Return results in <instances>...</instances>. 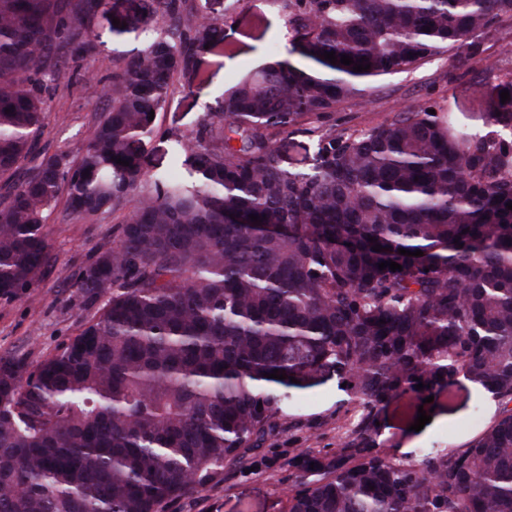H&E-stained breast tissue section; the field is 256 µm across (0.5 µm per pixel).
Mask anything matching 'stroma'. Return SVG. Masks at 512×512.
<instances>
[{"label": "stroma", "instance_id": "obj_1", "mask_svg": "<svg viewBox=\"0 0 512 512\" xmlns=\"http://www.w3.org/2000/svg\"><path fill=\"white\" fill-rule=\"evenodd\" d=\"M200 14L225 25L226 50L203 52L205 84L176 92L157 115L158 135L146 146L149 170L167 167L175 148L172 133L191 135L204 112L216 107L233 83L265 66L271 54L287 57L290 48L281 0H197ZM96 50L79 62L80 76L68 89L48 99L41 144L48 152L76 153L95 115L101 114L116 57L143 46L142 38L112 33V17L93 24ZM481 54L469 70L456 69L448 55L432 58L406 73L369 82L361 96L336 112V127L367 130L393 113L425 102L450 113L457 131L484 133L489 94L499 75L512 71V26L481 36ZM122 214L73 218L58 204L45 232L51 256L49 271L19 298L0 300V356L24 358L34 365L58 353L99 307L71 286L83 267L110 247ZM344 375L330 372L318 384L291 391L273 418V430L241 463L225 467L198 490L166 502L163 512H288L300 482L318 478V466L335 462L341 446L353 440L354 426L364 417L343 386ZM430 423L412 426L424 396L410 393L374 413L377 426L371 445L393 462L420 464L425 456L468 447L495 421L498 402L465 379L433 389Z\"/></svg>", "mask_w": 512, "mask_h": 512}]
</instances>
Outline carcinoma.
Segmentation results:
<instances>
[{
  "label": "carcinoma",
  "mask_w": 512,
  "mask_h": 512,
  "mask_svg": "<svg viewBox=\"0 0 512 512\" xmlns=\"http://www.w3.org/2000/svg\"><path fill=\"white\" fill-rule=\"evenodd\" d=\"M282 2L294 59L203 113L174 177L145 169L150 112L178 79L206 81L199 55L224 45V25L198 22L196 0H112V32L146 42L113 67L71 160L40 147L45 93L76 80L107 0H0V298L47 267L61 193L74 217L124 213L73 284L104 304L38 365L0 357V512H161L241 461L279 402L332 368L370 412L462 376L498 418L418 469L370 447L367 420L290 512H512V99L499 97L512 73L483 135L428 103L368 131L313 124L445 52L468 68L512 0ZM304 122L314 151L296 170L278 136ZM275 369L285 379L264 377Z\"/></svg>",
  "instance_id": "1"
}]
</instances>
